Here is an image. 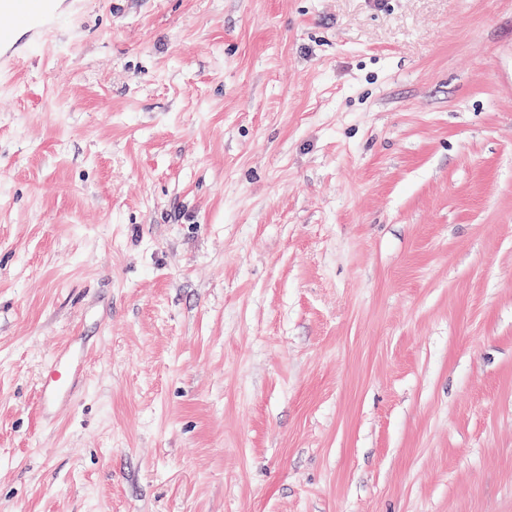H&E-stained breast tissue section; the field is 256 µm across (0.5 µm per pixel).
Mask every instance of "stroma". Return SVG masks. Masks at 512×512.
<instances>
[{
    "label": "stroma",
    "mask_w": 512,
    "mask_h": 512,
    "mask_svg": "<svg viewBox=\"0 0 512 512\" xmlns=\"http://www.w3.org/2000/svg\"><path fill=\"white\" fill-rule=\"evenodd\" d=\"M0 512H512V0H82L0 69ZM84 353L80 349H67L63 355L53 357L51 374L40 385L41 414L46 420L55 418L60 402L76 386V371Z\"/></svg>",
    "instance_id": "35a3bbf8"
}]
</instances>
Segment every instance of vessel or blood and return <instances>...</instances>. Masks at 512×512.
<instances>
[{
    "label": "vessel or blood",
    "mask_w": 512,
    "mask_h": 512,
    "mask_svg": "<svg viewBox=\"0 0 512 512\" xmlns=\"http://www.w3.org/2000/svg\"><path fill=\"white\" fill-rule=\"evenodd\" d=\"M80 0H0V66L29 55L34 41L61 25L69 12L78 9ZM83 355L67 350L54 356L51 374L40 385L41 414L54 419L60 402L76 386V371Z\"/></svg>",
    "instance_id": "obj_1"
}]
</instances>
